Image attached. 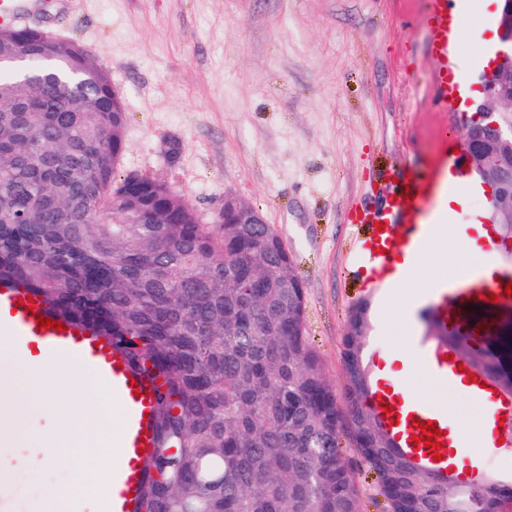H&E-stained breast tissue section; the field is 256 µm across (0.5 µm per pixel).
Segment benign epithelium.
I'll return each instance as SVG.
<instances>
[{
  "mask_svg": "<svg viewBox=\"0 0 512 512\" xmlns=\"http://www.w3.org/2000/svg\"><path fill=\"white\" fill-rule=\"evenodd\" d=\"M499 47L479 77L482 102L473 115L465 116L463 161L484 181L493 207L490 224L497 242L512 248V237L501 235L504 224H512V0H500ZM224 223L264 224L262 212L233 195H224Z\"/></svg>",
  "mask_w": 512,
  "mask_h": 512,
  "instance_id": "1",
  "label": "benign epithelium"
}]
</instances>
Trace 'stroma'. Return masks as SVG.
Segmentation results:
<instances>
[{"label": "stroma", "instance_id": "stroma-1", "mask_svg": "<svg viewBox=\"0 0 512 512\" xmlns=\"http://www.w3.org/2000/svg\"><path fill=\"white\" fill-rule=\"evenodd\" d=\"M27 23L109 72L127 105L118 174L164 180L205 222L228 194L260 209L295 258L306 333L333 388L345 382L341 336L356 303H372L368 360L391 352L398 306L350 271L356 216L381 210L389 183L437 154L432 124L465 134L457 82L448 111L423 95L425 0H68ZM413 376L416 398L447 408L475 446L482 407ZM37 453L18 449L0 484L9 512H44L47 489L76 480L65 465L32 466Z\"/></svg>", "mask_w": 512, "mask_h": 512}]
</instances>
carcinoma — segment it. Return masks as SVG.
Here are the masks:
<instances>
[{"label": "carcinoma", "instance_id": "cac0c4a2", "mask_svg": "<svg viewBox=\"0 0 512 512\" xmlns=\"http://www.w3.org/2000/svg\"><path fill=\"white\" fill-rule=\"evenodd\" d=\"M0 284L118 350L156 384L137 512H359L358 450L388 512H499L493 477L412 466L369 405L368 305L347 316L342 394L306 335L294 256L270 224L211 223L162 180L117 176L127 108L71 40L0 27ZM440 343L512 396V371Z\"/></svg>", "mask_w": 512, "mask_h": 512}]
</instances>
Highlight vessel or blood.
I'll list each match as a JSON object with an SVG mask.
<instances>
[{"label":"vessel or blood","mask_w":512,"mask_h":512,"mask_svg":"<svg viewBox=\"0 0 512 512\" xmlns=\"http://www.w3.org/2000/svg\"><path fill=\"white\" fill-rule=\"evenodd\" d=\"M429 4L426 51L435 65V96L440 108L445 110L451 106L448 99V0H429ZM42 5L43 0H0V24L14 25ZM447 166L448 159L443 156L413 177L399 180L392 187L383 209L360 216L359 221L364 224L365 231L357 242L352 274H360L368 268L378 282H387L393 270L392 253L402 249L415 251L422 247L428 234V207L436 201L442 189L441 177ZM467 279V285L449 289L446 302L438 307L437 316L447 329L470 340L484 342L494 329V314L512 309V297L504 293L512 277L505 275L490 282L472 271ZM492 294L498 295V302H489L488 297ZM36 319L37 313L30 310L23 289L0 287L1 332L31 338L48 358L61 352L73 355L122 401L123 460L108 474L109 481L119 486L108 512H134L135 495L139 493L142 481L139 469L141 455L153 449L152 439L144 435L145 430L152 427L153 382L149 377L122 366L111 346L97 343L94 337L72 327L63 331L51 327L39 329ZM420 359L435 383L452 386L463 382L465 398L482 405L492 424H499L504 417L512 419V407L501 403L499 393L482 387L477 381H461L457 360L448 358L441 344L429 342L421 351ZM386 405L397 408L399 423L393 426L392 432L405 449H412L411 439L419 435L418 424L422 421L433 422L441 430L440 440L445 447L463 448L462 437L445 409L412 399L395 402L390 390L384 388L373 396L372 407L378 411Z\"/></svg>","instance_id":"b4317fda"}]
</instances>
